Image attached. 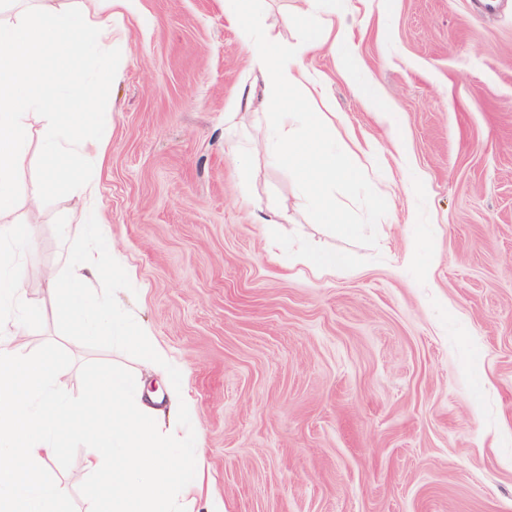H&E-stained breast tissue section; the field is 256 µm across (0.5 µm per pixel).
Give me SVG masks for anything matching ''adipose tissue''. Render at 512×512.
<instances>
[{"mask_svg": "<svg viewBox=\"0 0 512 512\" xmlns=\"http://www.w3.org/2000/svg\"><path fill=\"white\" fill-rule=\"evenodd\" d=\"M304 2L317 6L320 22L293 45L265 35L261 23L268 0H224V15L239 26L252 70L272 90L265 114L271 157L293 169L301 195L318 223L332 225L340 235L350 236L358 227L341 221L331 189L339 182L358 183L362 171L352 153L337 152L334 141L324 137V130L334 125V115L325 109L324 82L314 78L305 63L309 54L322 47L346 54L350 46L344 29L336 25V0Z\"/></svg>", "mask_w": 512, "mask_h": 512, "instance_id": "obj_1", "label": "adipose tissue"}]
</instances>
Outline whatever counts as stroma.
<instances>
[{
	"mask_svg": "<svg viewBox=\"0 0 512 512\" xmlns=\"http://www.w3.org/2000/svg\"><path fill=\"white\" fill-rule=\"evenodd\" d=\"M354 63L308 56L366 175L331 193L344 237L317 223L265 142L268 92L224 0H136L114 22L121 61L109 142L92 177L134 286L117 301L182 374L204 437L193 512H512V0H338ZM303 0H269L273 38L307 31ZM235 122H228L229 113ZM395 113L396 124L381 120ZM28 120L21 198L27 294L48 342L79 369L104 361L151 391L144 361L61 336L48 271L53 228L85 199L34 208L39 132ZM393 188L390 210L367 198ZM267 223H257V216ZM307 247L345 253L336 272L289 264Z\"/></svg>",
	"mask_w": 512,
	"mask_h": 512,
	"instance_id": "obj_1",
	"label": "stroma"
}]
</instances>
